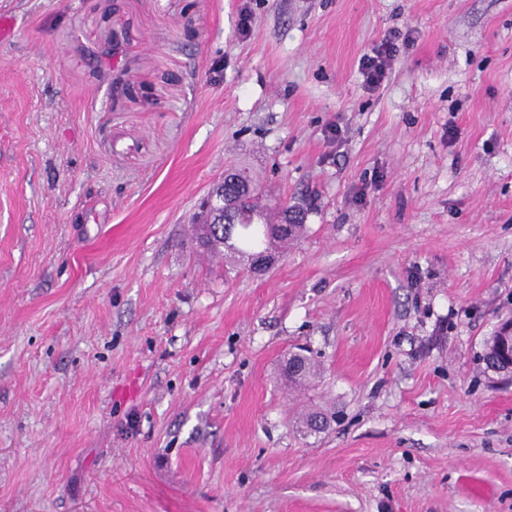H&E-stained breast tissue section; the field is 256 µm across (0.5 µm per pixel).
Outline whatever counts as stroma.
<instances>
[{
    "label": "stroma",
    "instance_id": "obj_1",
    "mask_svg": "<svg viewBox=\"0 0 512 512\" xmlns=\"http://www.w3.org/2000/svg\"><path fill=\"white\" fill-rule=\"evenodd\" d=\"M0 16V512H512V0ZM228 169L304 213L265 274L197 242ZM399 38V33H390L372 49L371 54H364L361 58L359 71L366 90L376 91L385 82L391 63L399 53Z\"/></svg>",
    "mask_w": 512,
    "mask_h": 512
}]
</instances>
